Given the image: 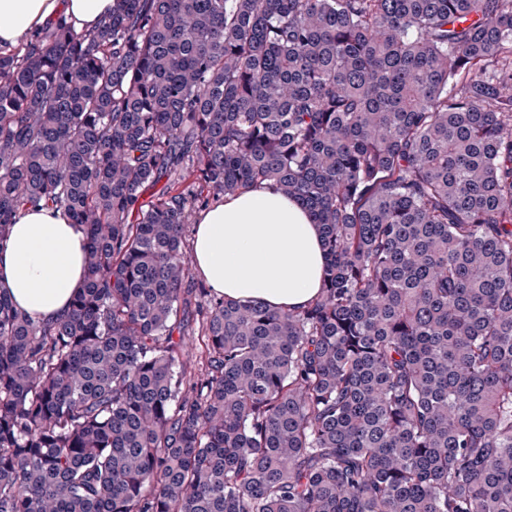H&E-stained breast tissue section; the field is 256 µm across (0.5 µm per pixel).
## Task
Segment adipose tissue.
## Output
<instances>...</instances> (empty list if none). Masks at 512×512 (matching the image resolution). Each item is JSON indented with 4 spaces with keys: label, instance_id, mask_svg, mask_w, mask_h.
Here are the masks:
<instances>
[{
    "label": "adipose tissue",
    "instance_id": "1",
    "mask_svg": "<svg viewBox=\"0 0 512 512\" xmlns=\"http://www.w3.org/2000/svg\"><path fill=\"white\" fill-rule=\"evenodd\" d=\"M113 0H0V46L30 42L58 17L76 31L106 20ZM85 234L60 212L21 214L0 246V290L34 319L63 314L81 288ZM192 262L219 293L294 309L321 288L325 252L320 228L300 202L266 186L226 200L196 227Z\"/></svg>",
    "mask_w": 512,
    "mask_h": 512
}]
</instances>
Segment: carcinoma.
<instances>
[{
  "label": "carcinoma",
  "mask_w": 512,
  "mask_h": 512,
  "mask_svg": "<svg viewBox=\"0 0 512 512\" xmlns=\"http://www.w3.org/2000/svg\"><path fill=\"white\" fill-rule=\"evenodd\" d=\"M264 183L322 229L302 309L193 282L196 211ZM40 204L85 279L0 293V512H512V0L58 20L0 51V246Z\"/></svg>",
  "instance_id": "carcinoma-1"
}]
</instances>
